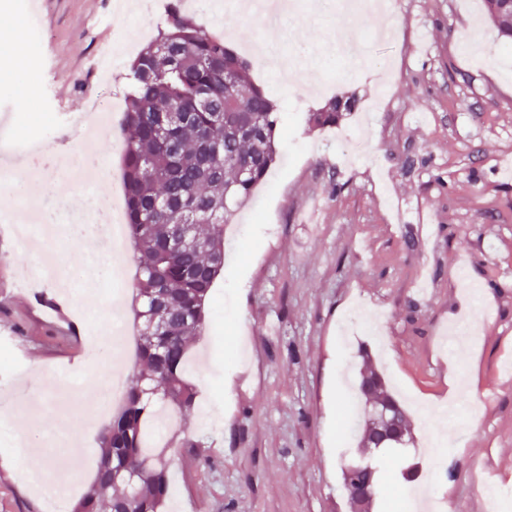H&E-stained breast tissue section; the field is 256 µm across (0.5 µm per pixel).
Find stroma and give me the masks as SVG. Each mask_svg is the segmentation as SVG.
<instances>
[{
  "instance_id": "stroma-1",
  "label": "stroma",
  "mask_w": 512,
  "mask_h": 512,
  "mask_svg": "<svg viewBox=\"0 0 512 512\" xmlns=\"http://www.w3.org/2000/svg\"><path fill=\"white\" fill-rule=\"evenodd\" d=\"M391 13L345 16L339 0H298L278 24V49L301 56L328 90L283 86L254 71L279 107L283 133L266 180L224 228V268L192 346L195 413L160 440L169 462L166 512H350L341 472L362 455L365 362L404 405L414 441L404 458L375 451L388 482L372 512H403L432 489L435 512H512V51L482 0H393ZM168 0H39L44 40L29 74L0 62V118L20 126L58 114L49 149L96 151L109 168L96 193L122 182L123 113L136 50L110 72L89 69L114 38L160 29ZM236 51L266 36L257 20L206 0L190 11ZM362 38L368 69L336 72L326 51L337 27ZM335 95L357 111L312 127ZM111 103L109 143L91 148L68 124L89 97ZM49 248L70 274L63 338L36 313L24 284L27 254L0 223V512H49L26 472L67 474L75 494L95 476L100 380L111 351L89 359L85 336L105 335V280L86 303L83 260L100 237L68 229L85 186L46 172ZM27 435L31 448L13 446ZM194 440L191 448L183 440ZM449 447L450 469L436 455ZM417 480L398 481L405 458Z\"/></svg>"
}]
</instances>
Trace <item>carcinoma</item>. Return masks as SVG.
Segmentation results:
<instances>
[{"label": "carcinoma", "mask_w": 512, "mask_h": 512, "mask_svg": "<svg viewBox=\"0 0 512 512\" xmlns=\"http://www.w3.org/2000/svg\"><path fill=\"white\" fill-rule=\"evenodd\" d=\"M484 5L498 33L512 38V6L502 0ZM253 66L191 22L180 0H169L164 27L131 64L123 187L137 266L133 312L143 371L101 427L95 479L71 512H163L168 461L147 448L146 431L161 412L186 415L196 405L187 355L204 333L205 307L224 268V225L277 156L276 104L252 81ZM356 107L352 97H334L309 121L333 125ZM156 112L173 113L169 134L176 148L160 142L151 126ZM359 385L393 407L398 427L412 434L381 375L363 371ZM342 481L378 488L377 471L368 463L342 471Z\"/></svg>", "instance_id": "cac0c4a2"}]
</instances>
